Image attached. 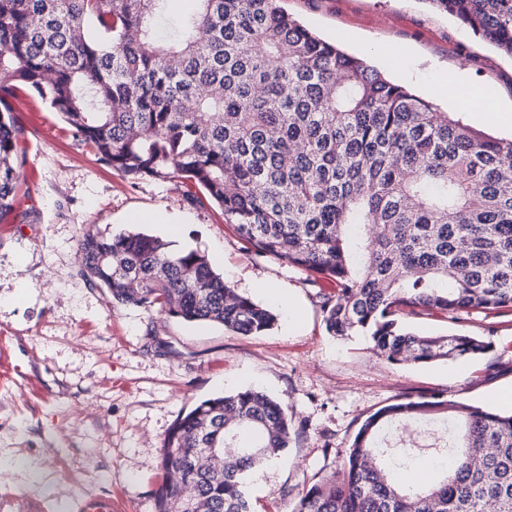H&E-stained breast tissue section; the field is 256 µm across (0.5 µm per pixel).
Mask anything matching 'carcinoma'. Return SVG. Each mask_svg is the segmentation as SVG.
Segmentation results:
<instances>
[{"instance_id": "obj_1", "label": "carcinoma", "mask_w": 512, "mask_h": 512, "mask_svg": "<svg viewBox=\"0 0 512 512\" xmlns=\"http://www.w3.org/2000/svg\"><path fill=\"white\" fill-rule=\"evenodd\" d=\"M169 0H0V106L21 88L131 180L182 178L255 253L336 281L331 336L364 335L394 365L477 358L467 334L403 319L512 308V138L440 111L322 39L280 0H193L164 32ZM512 58V0H427ZM24 130L0 113V210L19 192ZM92 288L112 301L245 336L275 315L198 250L139 231L79 236ZM285 406L256 389L202 401L160 448L155 512H252L244 476L283 453ZM207 443L224 463L200 462ZM433 458L419 483L398 473ZM512 512V414L440 394L384 406L337 474L292 512Z\"/></svg>"}]
</instances>
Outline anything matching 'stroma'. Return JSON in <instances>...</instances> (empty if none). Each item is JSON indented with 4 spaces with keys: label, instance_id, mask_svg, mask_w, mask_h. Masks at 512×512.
<instances>
[{
    "label": "stroma",
    "instance_id": "stroma-1",
    "mask_svg": "<svg viewBox=\"0 0 512 512\" xmlns=\"http://www.w3.org/2000/svg\"><path fill=\"white\" fill-rule=\"evenodd\" d=\"M288 14L361 55L396 83L452 106L449 75L467 90L512 103V58L427 0H280ZM24 129L21 191L0 213V347L16 368L0 383V512H77L82 500L112 495L122 512H154L160 448L179 415L200 401L255 388L283 402L294 435L275 461L251 469L253 512H292L315 482L337 473L362 421L408 396L442 394L512 411V310L452 320H408L419 334L467 333L489 351L475 359L398 366L364 336L334 337L321 303L329 278L310 281L286 262L256 254L211 203L189 200L182 179L132 181L78 145L59 115L30 90L10 98ZM136 213L179 218L145 233L172 250L196 249L242 294L276 317L262 334L189 323L156 310L110 302L89 287L77 258L83 230H132ZM290 296L302 324L289 329L280 305Z\"/></svg>",
    "mask_w": 512,
    "mask_h": 512
}]
</instances>
